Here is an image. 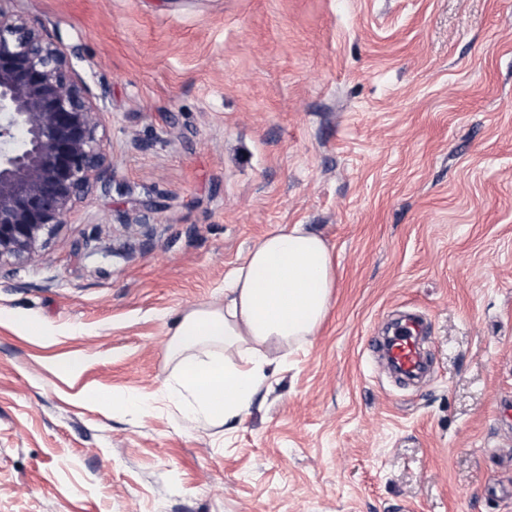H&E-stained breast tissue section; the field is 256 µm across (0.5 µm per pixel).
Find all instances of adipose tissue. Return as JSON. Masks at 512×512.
Listing matches in <instances>:
<instances>
[{
	"instance_id": "obj_1",
	"label": "adipose tissue",
	"mask_w": 512,
	"mask_h": 512,
	"mask_svg": "<svg viewBox=\"0 0 512 512\" xmlns=\"http://www.w3.org/2000/svg\"><path fill=\"white\" fill-rule=\"evenodd\" d=\"M335 286L332 251L306 225L262 237L225 280L223 307L186 312L172 333L168 393L184 418L207 427L246 411L277 350L319 330Z\"/></svg>"
}]
</instances>
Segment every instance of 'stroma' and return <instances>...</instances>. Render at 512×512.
<instances>
[{
    "label": "stroma",
    "mask_w": 512,
    "mask_h": 512,
    "mask_svg": "<svg viewBox=\"0 0 512 512\" xmlns=\"http://www.w3.org/2000/svg\"><path fill=\"white\" fill-rule=\"evenodd\" d=\"M10 7L106 88L113 179L0 278V512H512V0ZM285 224L332 249L327 318L197 427L170 335ZM406 311L415 387L368 347ZM91 399L102 407L114 408L117 406H140L146 407L141 399L136 396H125L114 392H98L91 395Z\"/></svg>",
    "instance_id": "35a3bbf8"
}]
</instances>
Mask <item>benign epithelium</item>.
I'll list each match as a JSON object with an SVG mask.
<instances>
[{
    "label": "benign epithelium",
    "mask_w": 512,
    "mask_h": 512,
    "mask_svg": "<svg viewBox=\"0 0 512 512\" xmlns=\"http://www.w3.org/2000/svg\"><path fill=\"white\" fill-rule=\"evenodd\" d=\"M0 0V276L33 259L78 200L112 185L99 135L107 91L74 70L76 46Z\"/></svg>",
    "instance_id": "1"
}]
</instances>
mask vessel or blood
<instances>
[{"label": "vessel or blood", "mask_w": 512, "mask_h": 512, "mask_svg": "<svg viewBox=\"0 0 512 512\" xmlns=\"http://www.w3.org/2000/svg\"><path fill=\"white\" fill-rule=\"evenodd\" d=\"M424 328L420 318L407 317L398 322L379 348L387 365L396 374L416 379L425 371Z\"/></svg>", "instance_id": "b4317fda"}]
</instances>
